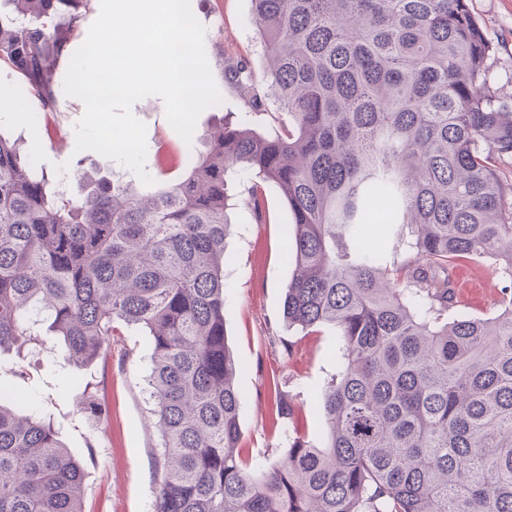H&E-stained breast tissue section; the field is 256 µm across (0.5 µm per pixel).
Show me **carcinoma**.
Returning a JSON list of instances; mask_svg holds the SVG:
<instances>
[{"label": "carcinoma", "mask_w": 512, "mask_h": 512, "mask_svg": "<svg viewBox=\"0 0 512 512\" xmlns=\"http://www.w3.org/2000/svg\"><path fill=\"white\" fill-rule=\"evenodd\" d=\"M0 64L46 110L87 0H7ZM267 66L229 67L244 115L211 128L185 175L143 195L86 179L65 204L0 134V352L57 337L84 366L138 327L160 440L153 512H512V298L448 320L451 270L492 265L512 289V108L491 86L468 0H250ZM273 132L251 126L266 98ZM262 219L261 183L291 214L290 329L337 327L321 446L290 399L287 451L239 447L238 363L224 316L228 175ZM0 403V512H82L85 471L53 426Z\"/></svg>", "instance_id": "obj_1"}]
</instances>
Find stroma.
<instances>
[{"instance_id":"1","label":"stroma","mask_w":512,"mask_h":512,"mask_svg":"<svg viewBox=\"0 0 512 512\" xmlns=\"http://www.w3.org/2000/svg\"><path fill=\"white\" fill-rule=\"evenodd\" d=\"M486 37L494 46L491 83L501 101L512 106V0H469ZM191 8L206 28L204 48L214 82L222 96L219 104L198 117L191 141H184L169 124L161 98L135 102L131 111L146 126L145 169L155 182H173L183 174L194 151L202 149L207 131L243 102L224 73L228 63L244 62L253 70L264 65V50L250 20V0H191ZM100 10V0H89L75 22L67 50L55 67L57 90L53 110L28 92L22 76L0 66V134L16 140L33 166L49 179L50 189L64 187L77 198L78 175L92 168L124 179L134 174L115 160L92 150H77L76 126L85 107L66 96L62 86L69 55L86 40ZM23 102L22 117L10 112L11 103ZM169 157L157 163L158 151ZM265 220H256L241 205L230 211L232 232L224 253V308L228 340L242 368L243 395L239 408L241 445L250 459L263 462L282 455L288 436L269 413V386L278 384L289 394L300 426L313 443L325 434L316 400L338 372L342 350L334 327L304 334L282 321L285 286L292 266L285 259V231L291 214L277 187L264 183ZM454 305L449 317L486 316L501 304L504 285L491 268L476 263L458 264L452 273ZM151 349L142 332L116 323L115 335L103 357L83 367L64 362L53 344L23 353L0 354V389L28 400V411L51 422L59 439L86 471L84 512H152L158 488L159 440L147 420L145 392ZM105 402L101 416L78 414L75 405L89 395Z\"/></svg>"}]
</instances>
